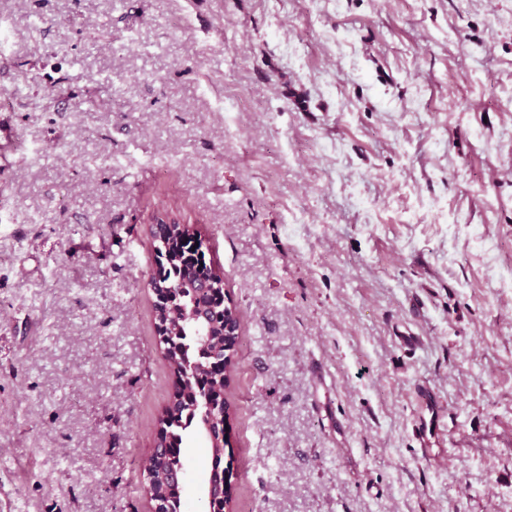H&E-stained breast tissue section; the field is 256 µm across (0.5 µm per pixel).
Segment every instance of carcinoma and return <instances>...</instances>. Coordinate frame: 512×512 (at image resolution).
<instances>
[{"instance_id": "cac0c4a2", "label": "carcinoma", "mask_w": 512, "mask_h": 512, "mask_svg": "<svg viewBox=\"0 0 512 512\" xmlns=\"http://www.w3.org/2000/svg\"><path fill=\"white\" fill-rule=\"evenodd\" d=\"M156 267L148 286L157 292L171 289L170 304H154L158 335H167L164 357L171 390L158 418L157 441L165 448L149 458L142 472L144 488L154 512H182V491L166 481V474L184 468L182 445L189 436L209 444L207 482L219 486L233 457L231 443L234 411L227 397L234 353L241 329L240 310L224 290V272L210 252H198L201 233L189 224L151 226ZM211 283L204 290L200 284ZM203 305L208 323L200 327L191 317L193 306Z\"/></svg>"}]
</instances>
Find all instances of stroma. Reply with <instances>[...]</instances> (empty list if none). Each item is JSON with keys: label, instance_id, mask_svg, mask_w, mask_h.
I'll return each instance as SVG.
<instances>
[{"label": "stroma", "instance_id": "35a3bbf8", "mask_svg": "<svg viewBox=\"0 0 512 512\" xmlns=\"http://www.w3.org/2000/svg\"><path fill=\"white\" fill-rule=\"evenodd\" d=\"M22 70L0 512H152L157 216L242 312L235 512H512V0H0Z\"/></svg>", "mask_w": 512, "mask_h": 512}]
</instances>
